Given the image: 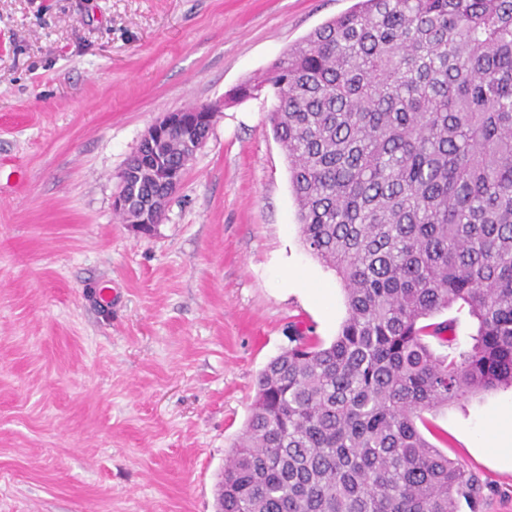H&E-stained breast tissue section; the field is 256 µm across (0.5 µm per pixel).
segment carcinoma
<instances>
[{
  "label": "carcinoma",
  "mask_w": 512,
  "mask_h": 512,
  "mask_svg": "<svg viewBox=\"0 0 512 512\" xmlns=\"http://www.w3.org/2000/svg\"><path fill=\"white\" fill-rule=\"evenodd\" d=\"M267 87L303 243L348 315L259 373L216 510L476 512L482 486L419 424L512 388V0H358L237 95ZM194 155L187 130L138 147L122 216L163 214ZM456 302L477 321L462 350L426 323Z\"/></svg>",
  "instance_id": "cac0c4a2"
}]
</instances>
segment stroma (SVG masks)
Returning <instances> with one entry per match:
<instances>
[{
	"instance_id": "obj_1",
	"label": "stroma",
	"mask_w": 512,
	"mask_h": 512,
	"mask_svg": "<svg viewBox=\"0 0 512 512\" xmlns=\"http://www.w3.org/2000/svg\"><path fill=\"white\" fill-rule=\"evenodd\" d=\"M354 0H0V512H213L260 371L333 341L274 98L231 94ZM215 106L163 219L113 207L159 117ZM512 512V389L425 412Z\"/></svg>"
}]
</instances>
